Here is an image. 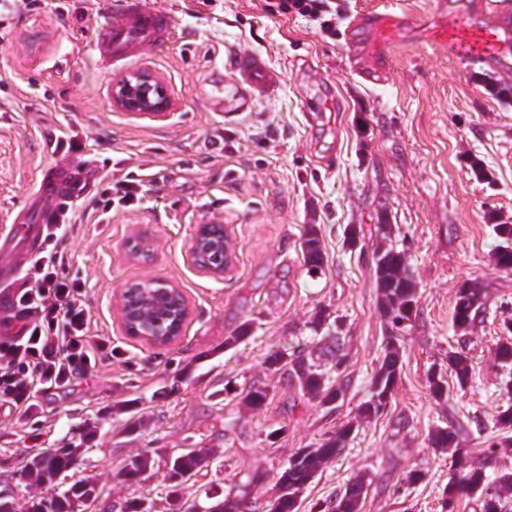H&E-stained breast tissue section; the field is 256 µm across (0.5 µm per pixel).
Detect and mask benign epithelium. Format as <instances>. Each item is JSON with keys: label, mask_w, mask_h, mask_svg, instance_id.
Masks as SVG:
<instances>
[{"label": "benign epithelium", "mask_w": 512, "mask_h": 512, "mask_svg": "<svg viewBox=\"0 0 512 512\" xmlns=\"http://www.w3.org/2000/svg\"><path fill=\"white\" fill-rule=\"evenodd\" d=\"M112 103L136 115L161 117L173 109L165 82L151 69L132 70L112 83ZM198 273L220 278L230 269L235 252L222 224L200 225L186 255ZM151 307L167 321L162 331L149 328L144 309ZM118 310L126 335L146 344L163 347L174 344L190 317L189 301L183 290L166 280H134L119 293Z\"/></svg>", "instance_id": "obj_1"}]
</instances>
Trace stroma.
Here are the masks:
<instances>
[{
	"instance_id": "1",
	"label": "stroma",
	"mask_w": 512,
	"mask_h": 512,
	"mask_svg": "<svg viewBox=\"0 0 512 512\" xmlns=\"http://www.w3.org/2000/svg\"><path fill=\"white\" fill-rule=\"evenodd\" d=\"M168 11L191 42L144 49L138 64L158 73L174 108L165 118L113 106L118 73L94 46L112 0H47L17 8L0 30V235L31 201L41 172L77 168L88 186L71 209L91 206L104 177L136 172L145 187L133 205L102 224L77 223L61 249L70 274L88 285L91 335L109 339L113 357L88 379L41 396L31 414L0 409V491L14 489L37 452L78 445L76 467L49 496L78 479L100 492L88 512L132 500L140 512H171L167 462L187 449L209 462L181 487L207 504L228 486L260 482L265 502L291 455L313 448L342 425L353 428L343 454L304 488L296 512H318L353 478L367 480L361 512H480L476 498L449 502L452 456L432 447L440 428L479 458L495 444L494 419L512 405V370L494 357L512 341V270L494 262L493 226L512 224V71L460 64L445 49L407 34L391 37L388 85L373 89L350 71L345 30L356 10L388 0H335L336 33L316 22L269 11L270 0H146ZM83 51L68 75L52 69L73 43ZM261 56L279 78L249 112H216L213 86L232 90L228 50ZM226 225L236 258L223 278L186 262L201 224ZM315 225L326 253L322 274H308L300 242ZM403 249L418 288L414 314L398 332L401 367L383 413L357 421L359 405L384 354L389 327L379 311L373 252L381 225ZM356 228V244L347 231ZM141 238L148 256L131 261L126 244ZM164 279L182 288L191 316L173 345L127 336L117 298L133 280ZM484 293L481 322L453 325L458 289ZM345 340L338 375L345 398L335 410L267 370L275 350H317L311 322ZM250 322L248 339L224 341ZM466 347L474 370L458 385L449 351ZM446 393L435 397L433 376ZM262 384L264 407L243 393ZM153 462L137 482L121 471L129 455ZM423 473L409 485L410 472Z\"/></svg>"
}]
</instances>
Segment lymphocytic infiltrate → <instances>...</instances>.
<instances>
[{"instance_id": "obj_1", "label": "lymphocytic infiltrate", "mask_w": 512, "mask_h": 512, "mask_svg": "<svg viewBox=\"0 0 512 512\" xmlns=\"http://www.w3.org/2000/svg\"><path fill=\"white\" fill-rule=\"evenodd\" d=\"M272 9L312 18L321 31L336 32L329 0H274ZM141 186L131 172L108 182L93 201L95 222L108 220L112 209L132 205ZM71 230L68 224L48 225V247L30 260L15 295L14 316L21 326L17 334L0 336V402L23 414L35 408L38 394L91 376L100 361L112 356L110 341L89 332L85 281L65 272L60 246Z\"/></svg>"}]
</instances>
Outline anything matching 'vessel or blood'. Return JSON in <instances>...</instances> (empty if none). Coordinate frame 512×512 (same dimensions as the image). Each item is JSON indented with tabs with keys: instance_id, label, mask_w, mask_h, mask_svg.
Returning a JSON list of instances; mask_svg holds the SVG:
<instances>
[{
	"instance_id": "1",
	"label": "vessel or blood",
	"mask_w": 512,
	"mask_h": 512,
	"mask_svg": "<svg viewBox=\"0 0 512 512\" xmlns=\"http://www.w3.org/2000/svg\"><path fill=\"white\" fill-rule=\"evenodd\" d=\"M486 21L477 23L462 10L449 12L443 24L431 26L422 17L411 15L400 7V0H391L386 10L355 14L348 26V35L365 30L371 40L355 45L350 60L352 73L365 85L383 87L391 66L385 36L405 28L423 39L438 43L450 59L465 64L483 61L505 70L512 66V0H483ZM177 38L171 16L148 7L145 0H122L109 10L98 30L97 49L116 61L128 60L144 46L166 44ZM233 66L241 77V85L230 98V110L250 108L277 81L274 71L260 56L247 53L234 58ZM80 182L71 173L59 170L43 175L38 195L47 204L39 224H16L12 234L27 242L29 249L42 243V226L59 215L61 207L78 192Z\"/></svg>"
}]
</instances>
